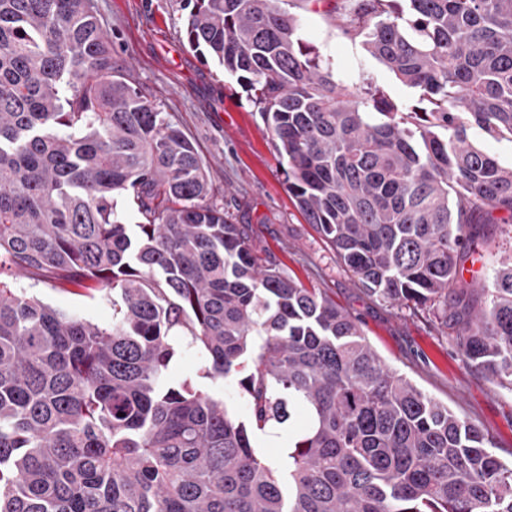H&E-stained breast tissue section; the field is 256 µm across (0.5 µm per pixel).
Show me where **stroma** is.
<instances>
[{
  "label": "stroma",
  "instance_id": "35a3bbf8",
  "mask_svg": "<svg viewBox=\"0 0 512 512\" xmlns=\"http://www.w3.org/2000/svg\"><path fill=\"white\" fill-rule=\"evenodd\" d=\"M113 58L132 84L161 105L196 147L213 201L236 224L247 225L256 255L278 264L309 288L326 289L347 309L381 359L425 394L448 404L478 426L493 452L512 461V392L466 362L459 327L370 296L307 224L289 196L270 135L250 92L193 50L184 36L186 13L178 0H96ZM301 37L328 59L336 78L369 83L401 107L419 103L418 90L403 85L372 58L361 41L346 38L329 13L328 0H289ZM476 250L458 276L463 288L490 283L502 258L512 255V224L484 225ZM18 287L52 306L99 324L112 321V305L100 292L78 295L21 278ZM203 356L179 348L169 365L172 381L184 380L224 401L247 419L249 408L236 381L211 383L200 376Z\"/></svg>",
  "mask_w": 512,
  "mask_h": 512
}]
</instances>
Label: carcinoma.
I'll list each match as a JSON object with an SVG mask.
<instances>
[{"label": "carcinoma", "instance_id": "1", "mask_svg": "<svg viewBox=\"0 0 512 512\" xmlns=\"http://www.w3.org/2000/svg\"><path fill=\"white\" fill-rule=\"evenodd\" d=\"M179 2L360 285L458 316L467 362L512 390V259L483 297L457 287L462 227L512 223V167L467 134L512 142V0H334L343 35L422 92L410 110L334 78L286 0ZM19 278L104 292L112 325ZM178 337L201 377L238 381L249 422L169 380ZM297 412L276 469L250 432ZM0 512H512V462L475 425L326 292L257 262L193 144L112 59L94 0H0Z\"/></svg>", "mask_w": 512, "mask_h": 512}]
</instances>
